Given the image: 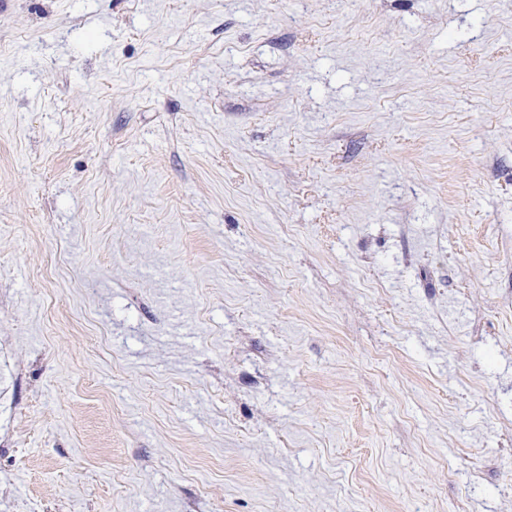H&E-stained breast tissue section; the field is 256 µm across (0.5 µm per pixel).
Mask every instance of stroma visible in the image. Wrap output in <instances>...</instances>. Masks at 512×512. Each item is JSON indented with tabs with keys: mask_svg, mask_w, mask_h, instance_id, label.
<instances>
[{
	"mask_svg": "<svg viewBox=\"0 0 512 512\" xmlns=\"http://www.w3.org/2000/svg\"><path fill=\"white\" fill-rule=\"evenodd\" d=\"M0 512H512V0H0Z\"/></svg>",
	"mask_w": 512,
	"mask_h": 512,
	"instance_id": "stroma-1",
	"label": "stroma"
}]
</instances>
